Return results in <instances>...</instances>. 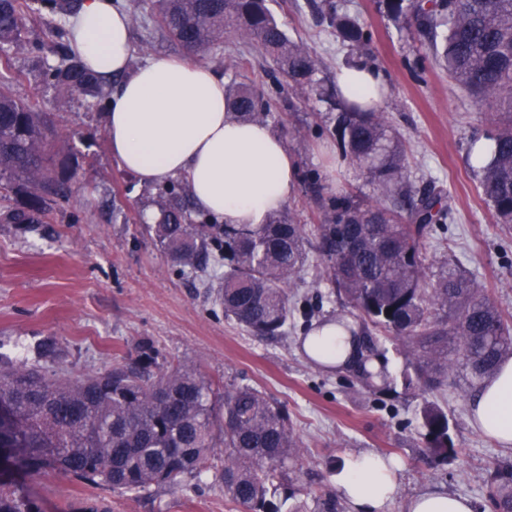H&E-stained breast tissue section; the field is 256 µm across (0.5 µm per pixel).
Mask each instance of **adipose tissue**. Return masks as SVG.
Here are the masks:
<instances>
[{
	"label": "adipose tissue",
	"mask_w": 512,
	"mask_h": 512,
	"mask_svg": "<svg viewBox=\"0 0 512 512\" xmlns=\"http://www.w3.org/2000/svg\"><path fill=\"white\" fill-rule=\"evenodd\" d=\"M128 12L113 0H84L71 24L72 47L103 79L116 80L108 102L107 138L121 168L145 185L185 178L198 211L224 224H262L282 211L297 187V165L268 125L233 117L224 79L182 57L133 65ZM343 102L380 107L381 73L354 66L336 73ZM471 424L512 446V358L471 401ZM397 466L375 453L353 457L336 479L352 512H389ZM403 512H473L467 497L427 489L405 500Z\"/></svg>",
	"instance_id": "adipose-tissue-1"
}]
</instances>
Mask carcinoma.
<instances>
[{"label": "carcinoma", "mask_w": 512, "mask_h": 512, "mask_svg": "<svg viewBox=\"0 0 512 512\" xmlns=\"http://www.w3.org/2000/svg\"><path fill=\"white\" fill-rule=\"evenodd\" d=\"M270 0H146L147 21L189 56L218 51L224 39L255 41L286 79L335 113L332 133L342 156L366 177L375 200L348 191L324 198L323 223L309 227L278 213L266 223L194 224L185 187L159 189L165 199L153 227L173 263L208 289L224 317L261 338H283L295 327L288 289L304 282L310 250L326 262L327 281L356 312L354 326L338 322L357 342L346 366L361 384L380 373V335L404 357L405 390L433 391L462 364L470 388L497 373L512 357V317L488 289L451 263L430 279L425 238L449 216L441 191L415 189L400 134L381 112H360L335 98L319 77L315 57L290 37ZM387 16L410 15L429 39L436 64L477 103L501 112L484 134L490 157L480 169L484 200L497 223L512 224V0H381ZM83 0H0V200L22 194L20 206H3L0 219L31 224L68 191L65 160L47 140L46 121L14 85L9 51L42 53L27 40V21L67 19ZM336 37L358 53L369 41L359 20L331 0H309ZM63 28L45 64V79L101 105L107 83L85 67ZM232 113L268 121L270 103L253 83L226 90ZM224 260V275L211 262ZM392 312H387V309ZM153 341L143 339L123 363L104 373H48L25 359L0 362V512H39L17 476L64 473L91 488L133 495L153 486L182 488L224 449L218 478L224 497L244 512H282L274 501L299 454L295 430L281 405L249 385L219 388L198 367L159 363ZM421 435L437 461L455 448L448 413L427 401Z\"/></svg>", "instance_id": "carcinoma-1"}]
</instances>
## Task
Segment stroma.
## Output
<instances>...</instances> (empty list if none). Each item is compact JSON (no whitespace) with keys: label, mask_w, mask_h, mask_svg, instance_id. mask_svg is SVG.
I'll return each instance as SVG.
<instances>
[{"label":"stroma","mask_w":512,"mask_h":512,"mask_svg":"<svg viewBox=\"0 0 512 512\" xmlns=\"http://www.w3.org/2000/svg\"><path fill=\"white\" fill-rule=\"evenodd\" d=\"M348 13L371 34L366 51L389 85L381 110L402 136L416 187L435 185L448 197L450 216L427 238L429 271L453 262L483 283L512 312V224L497 223L484 201L470 143L492 127L489 110L456 88L429 56L428 40L411 18L388 19L377 0H346ZM290 36L302 39L324 76L351 65L349 47L313 13L307 0H271ZM22 75L17 96L43 112L55 129V147L71 177L66 196L35 224L0 223V355H27L54 369L94 374L125 361L135 344L152 340L166 360L194 364L216 383L250 385L286 410L300 441L288 478L285 512H318L322 490L353 454L375 452L397 461L399 487L391 512L426 488L471 499L474 512H496L490 499L498 466L512 465L504 448L469 423L471 392L461 371L424 395L390 387L368 390L344 370L311 363L301 349L302 329L282 339L251 335L225 319L207 289L184 275L144 226L159 212L155 189L141 186L110 152L106 109H88L81 95L46 82L31 54L12 56ZM205 65L225 79L264 87L284 121L272 131L294 156L299 180L285 207L298 223L317 224L322 200L305 182L333 165L329 189L351 190L364 177L344 160L329 132L322 104L289 97L269 60L249 45L225 40ZM326 268L312 257L300 302L314 321L352 316L331 294ZM448 413L456 453L436 464L421 436L424 401ZM40 512H64L99 497L110 512H242L224 499L212 472L182 490L153 487L136 496L95 490L63 476H29L22 483Z\"/></svg>","instance_id":"stroma-1"}]
</instances>
